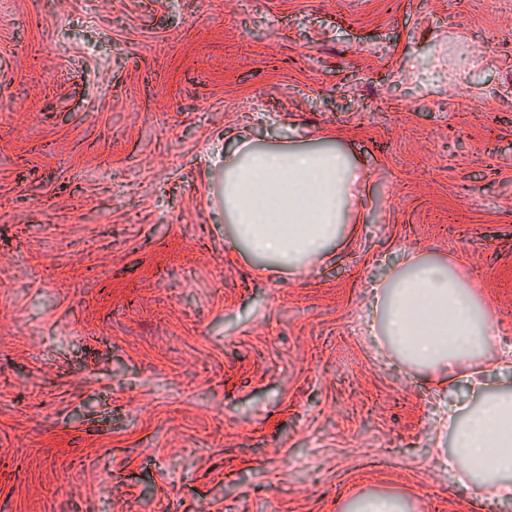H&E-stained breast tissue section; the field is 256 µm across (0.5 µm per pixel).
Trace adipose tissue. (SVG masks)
<instances>
[{
  "instance_id": "obj_1",
  "label": "adipose tissue",
  "mask_w": 512,
  "mask_h": 512,
  "mask_svg": "<svg viewBox=\"0 0 512 512\" xmlns=\"http://www.w3.org/2000/svg\"><path fill=\"white\" fill-rule=\"evenodd\" d=\"M363 178L334 138L287 149L257 146L241 133L224 153L215 196L233 244L296 270L327 259L364 205L356 191ZM371 289V330L404 361L431 372L438 390L463 384L481 396L467 412L448 410L449 465L476 479L478 493L512 498V347L498 350V325L476 291L448 261L414 253ZM468 359L478 360V368L460 371ZM492 379L500 391H488Z\"/></svg>"
}]
</instances>
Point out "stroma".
<instances>
[{
  "label": "stroma",
  "instance_id": "obj_1",
  "mask_svg": "<svg viewBox=\"0 0 512 512\" xmlns=\"http://www.w3.org/2000/svg\"><path fill=\"white\" fill-rule=\"evenodd\" d=\"M240 131L362 166L324 263L227 246ZM408 250L512 346V0H0V512H486L365 326ZM353 512H407L401 498L363 496L356 500Z\"/></svg>",
  "mask_w": 512,
  "mask_h": 512
}]
</instances>
